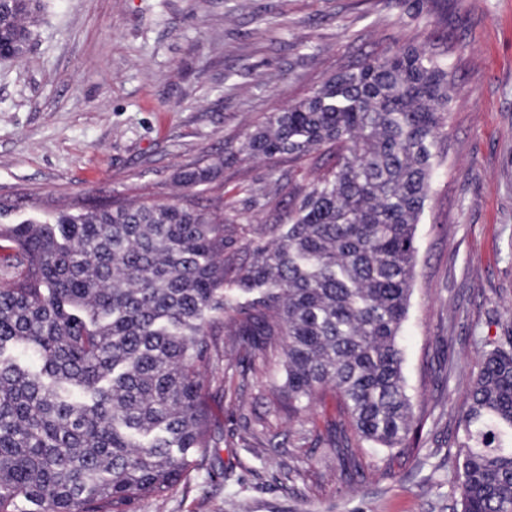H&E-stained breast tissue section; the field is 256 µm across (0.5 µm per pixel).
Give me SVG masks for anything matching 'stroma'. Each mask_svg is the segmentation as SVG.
Segmentation results:
<instances>
[{
	"mask_svg": "<svg viewBox=\"0 0 512 512\" xmlns=\"http://www.w3.org/2000/svg\"><path fill=\"white\" fill-rule=\"evenodd\" d=\"M38 18L25 55L0 60V199L17 204L12 223L101 200L174 201L176 171L228 154L362 57L417 45L447 63L455 96L400 336L417 427L409 449H365L361 476L346 481L304 436L327 435L333 392L289 415L277 402L280 348L230 349L216 322L202 393L215 446L130 512H454L463 395L487 341L512 336V0H42ZM268 169L237 159L196 200L232 205L266 185ZM276 169L290 187L246 219L266 240L293 186L320 172L312 158ZM242 380L239 408L230 390ZM245 416L263 431L245 432Z\"/></svg>",
	"mask_w": 512,
	"mask_h": 512,
	"instance_id": "obj_1",
	"label": "stroma"
}]
</instances>
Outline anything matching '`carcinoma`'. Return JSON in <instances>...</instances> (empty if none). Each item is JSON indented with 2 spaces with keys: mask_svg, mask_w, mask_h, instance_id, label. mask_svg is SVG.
<instances>
[{
  "mask_svg": "<svg viewBox=\"0 0 512 512\" xmlns=\"http://www.w3.org/2000/svg\"><path fill=\"white\" fill-rule=\"evenodd\" d=\"M38 9L0 0L1 56L23 57ZM452 93L447 64L420 48L367 56L237 149L177 173L190 191L240 156L331 150L244 265L226 251L248 229L184 195L0 224V512H129L176 485L188 453L205 460V328L219 318L257 350L285 337L289 412L336 393L327 446L348 479L361 475V449L407 448L399 333ZM268 194L249 189L244 209L263 211ZM456 448L460 512H512V336L484 351Z\"/></svg>",
  "mask_w": 512,
  "mask_h": 512,
  "instance_id": "carcinoma-1",
  "label": "carcinoma"
}]
</instances>
